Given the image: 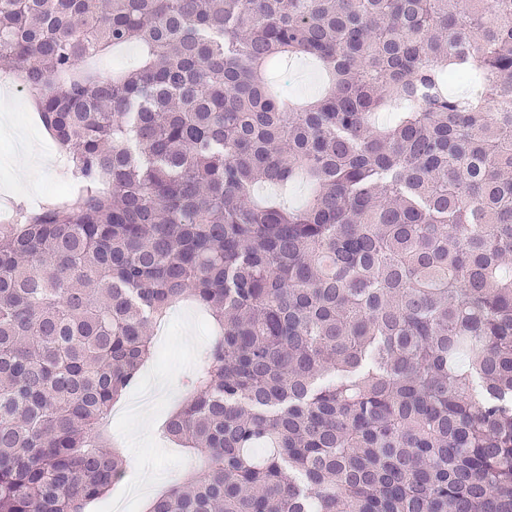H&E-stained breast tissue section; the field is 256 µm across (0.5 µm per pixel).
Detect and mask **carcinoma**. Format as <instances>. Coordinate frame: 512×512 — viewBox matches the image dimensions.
Wrapping results in <instances>:
<instances>
[{"label":"carcinoma","instance_id":"cac0c4a2","mask_svg":"<svg viewBox=\"0 0 512 512\" xmlns=\"http://www.w3.org/2000/svg\"><path fill=\"white\" fill-rule=\"evenodd\" d=\"M15 72L71 189L0 220V512L124 476L90 434L185 300L148 512H512V0H0ZM279 82L289 84L288 93L313 97L321 92L323 78L316 67L306 61H296L278 75ZM293 79V80H292Z\"/></svg>","mask_w":512,"mask_h":512}]
</instances>
